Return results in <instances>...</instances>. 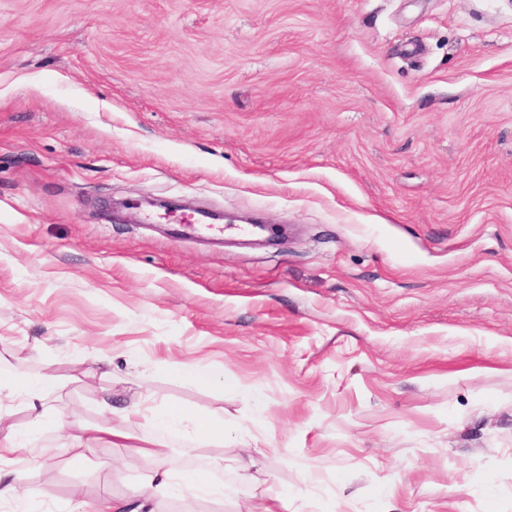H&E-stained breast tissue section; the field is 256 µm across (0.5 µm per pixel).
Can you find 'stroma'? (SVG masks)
I'll return each mask as SVG.
<instances>
[{"instance_id":"obj_1","label":"stroma","mask_w":512,"mask_h":512,"mask_svg":"<svg viewBox=\"0 0 512 512\" xmlns=\"http://www.w3.org/2000/svg\"><path fill=\"white\" fill-rule=\"evenodd\" d=\"M0 374L51 408L0 512L128 496L152 458L64 450L169 407L227 497L142 512H512V0H0ZM168 370L176 376L202 384H211L213 382L220 381L219 375L200 366L172 365ZM193 437L200 443L224 438V420L216 415L201 416L195 424Z\"/></svg>"}]
</instances>
